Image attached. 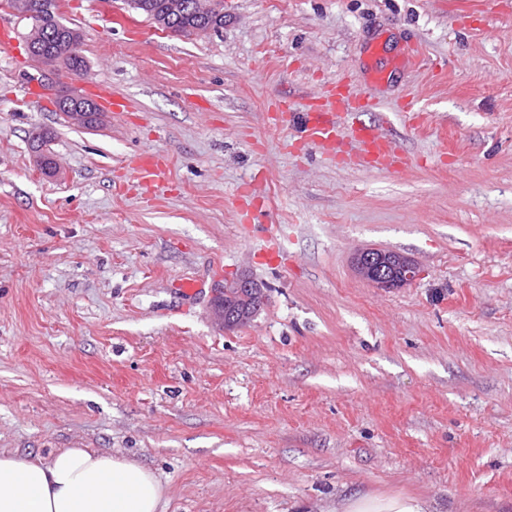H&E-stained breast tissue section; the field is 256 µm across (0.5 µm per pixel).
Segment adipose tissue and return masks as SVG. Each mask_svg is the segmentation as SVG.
<instances>
[{
  "mask_svg": "<svg viewBox=\"0 0 512 512\" xmlns=\"http://www.w3.org/2000/svg\"><path fill=\"white\" fill-rule=\"evenodd\" d=\"M166 487L134 458L64 448L41 459L0 450V512H164ZM336 512H431L412 495L366 494Z\"/></svg>",
  "mask_w": 512,
  "mask_h": 512,
  "instance_id": "ef3b65f1",
  "label": "adipose tissue"
}]
</instances>
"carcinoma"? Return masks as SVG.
Here are the masks:
<instances>
[{"mask_svg": "<svg viewBox=\"0 0 512 512\" xmlns=\"http://www.w3.org/2000/svg\"><path fill=\"white\" fill-rule=\"evenodd\" d=\"M169 0H130V5L141 11L163 29L190 36L207 30L224 27V5L222 0H205L207 7H197L198 0H184L187 6L178 13L169 12ZM16 9L23 19L31 22V29L38 35L37 47L42 62L59 64L72 72H79L85 66L84 58L78 53L68 52L73 40L81 39L80 32L61 22L58 14V0H14ZM86 108L70 113V117L85 126L100 123L101 112L97 104L85 98Z\"/></svg>", "mask_w": 512, "mask_h": 512, "instance_id": "1", "label": "carcinoma"}]
</instances>
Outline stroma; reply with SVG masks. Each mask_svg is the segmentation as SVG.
<instances>
[{
	"mask_svg": "<svg viewBox=\"0 0 512 512\" xmlns=\"http://www.w3.org/2000/svg\"><path fill=\"white\" fill-rule=\"evenodd\" d=\"M59 3L77 73L36 64L29 21L0 12V448L124 453L166 512L369 492L512 512V0H224L223 29L190 36L127 0ZM339 81L379 102L356 118L386 116L406 168L336 164L268 110ZM99 84L121 108L97 127L54 103ZM142 151L170 158L146 199ZM368 248L419 277L374 287L353 268ZM243 277L264 302L227 330L212 292Z\"/></svg>",
	"mask_w": 512,
	"mask_h": 512,
	"instance_id": "35a3bbf8",
	"label": "stroma"
}]
</instances>
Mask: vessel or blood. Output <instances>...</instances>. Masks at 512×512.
Returning <instances> with one entry per match:
<instances>
[{
  "instance_id": "1",
  "label": "vessel or blood",
  "mask_w": 512,
  "mask_h": 512,
  "mask_svg": "<svg viewBox=\"0 0 512 512\" xmlns=\"http://www.w3.org/2000/svg\"><path fill=\"white\" fill-rule=\"evenodd\" d=\"M358 104L343 85L327 90L317 109L302 117L303 145H317L330 150L337 163L358 165L380 172H393L408 163L405 155L394 147L380 125H366L356 120ZM166 160L157 154H146L134 166L138 187L143 191L158 187Z\"/></svg>"
}]
</instances>
